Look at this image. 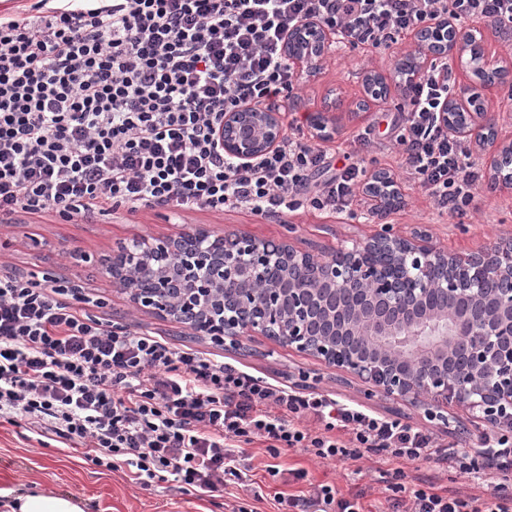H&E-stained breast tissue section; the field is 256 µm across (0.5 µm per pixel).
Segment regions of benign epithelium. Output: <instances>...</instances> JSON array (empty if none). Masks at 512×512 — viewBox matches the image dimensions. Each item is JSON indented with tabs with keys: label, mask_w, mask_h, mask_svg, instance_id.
<instances>
[{
	"label": "benign epithelium",
	"mask_w": 512,
	"mask_h": 512,
	"mask_svg": "<svg viewBox=\"0 0 512 512\" xmlns=\"http://www.w3.org/2000/svg\"><path fill=\"white\" fill-rule=\"evenodd\" d=\"M419 69L431 57L469 55L472 73L507 70L485 55L479 31L439 22L418 37ZM328 33L316 22L292 30L286 55L295 70L325 51ZM474 95L447 102L441 120L484 152L491 188L512 189V143L498 145L488 114L472 108ZM339 99L312 116L335 122ZM282 136L278 112L242 108L224 113L217 133L224 153L249 160L273 149ZM367 185L373 210L392 198ZM222 250L200 247L196 232L139 236L112 250L113 283L136 307L186 325L219 345L264 336L361 380L368 394L420 403L431 420L448 421L433 405L453 399L482 410L490 424L512 427V242L467 254L448 253L429 237H405L384 225L371 237L328 259L297 250L286 240L236 231L222 235ZM492 286L486 294L484 285Z\"/></svg>",
	"instance_id": "7a95c632"
}]
</instances>
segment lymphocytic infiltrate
<instances>
[{
  "label": "lymphocytic infiltrate",
  "mask_w": 512,
  "mask_h": 512,
  "mask_svg": "<svg viewBox=\"0 0 512 512\" xmlns=\"http://www.w3.org/2000/svg\"><path fill=\"white\" fill-rule=\"evenodd\" d=\"M0 17V224L14 214L73 221L124 206L271 218L310 204L349 211L360 170L284 135L249 162L216 139L225 113L296 111L288 34L318 22L331 46L385 52L445 17L512 34V0H65ZM455 86L432 64L403 93L394 146L435 209L464 214L483 174L467 139L440 112ZM327 177L311 184L314 172ZM62 284L0 276V419L148 487L214 492L242 484L236 443L271 456L295 448L323 460L368 453L447 460L460 474L501 476L490 497L429 487L395 499L406 512H512V430L481 451L442 454L430 434L320 394H303L166 340L112 329L64 302ZM282 512H360L332 486L275 493Z\"/></svg>",
  "instance_id": "f902f5d3"
}]
</instances>
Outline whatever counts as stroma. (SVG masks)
Here are the masks:
<instances>
[{"mask_svg":"<svg viewBox=\"0 0 512 512\" xmlns=\"http://www.w3.org/2000/svg\"><path fill=\"white\" fill-rule=\"evenodd\" d=\"M488 54L507 68L505 81L483 88L479 94L495 121L497 137L512 142V41L501 38L496 29L481 24ZM414 48L404 40L383 56L370 57L358 49L338 50L333 62L317 72L299 75L297 92L302 106L296 117L304 123L302 132L310 144L334 154L336 165L351 161L365 172L384 170L398 182L403 203L378 220L363 189H356L351 215H338L301 207L279 216L263 219L246 211L224 213L197 210L178 213L163 208L121 207L88 220L67 222L55 214L18 213L10 224H0V275L17 272L37 281H67L74 285L72 307L96 316L106 324L128 328L138 334L166 339L173 347L193 348L223 356L225 362L256 376L291 386L303 393H320L342 402L353 403L380 415L399 418L435 436L437 442L454 443L457 449L478 448L482 435L491 433L488 423L475 418L464 405L449 403L447 423L430 420L424 408L400 400L368 397L362 385L344 373L326 368L314 358L295 349L280 346L260 336L244 337L233 348H222L195 336L181 324L147 314L129 305L125 295L112 283L107 259L118 243L138 235L175 236L194 227L215 235L237 230L256 238L288 239L298 250L317 258H327L336 250L352 246L389 224L393 232L408 236L427 232L433 243L451 253H465L499 239L512 238V189L492 191L480 186L467 215L451 217L434 209L425 192L408 181L398 155L388 148L394 135L398 93L373 103L361 113L349 109L364 97L362 75L382 72L394 79L399 58ZM342 99L348 107L336 128L322 136L310 115L324 102ZM370 129L373 148L362 149L355 142L359 131ZM23 428L0 422V490H23L33 486L72 494L86 503V512H231L240 504L250 512H273L274 493L309 494L313 487L331 485L347 498L357 499L362 512H387L394 493L396 471H403L406 485H430L444 495H483L498 483L494 470H486L481 480L460 476L445 463L385 460L369 455L359 461H322L292 450L273 457L260 445L235 449L237 463L246 465L248 475L260 485L264 501L253 500L245 489L230 486L211 493L185 492L171 481H157L143 489L126 480L122 472H103L85 459L83 453L61 449L58 442L26 441ZM278 468L270 476V468ZM301 469L305 479L296 481L292 470Z\"/></svg>","mask_w":512,"mask_h":512,"instance_id":"obj_1","label":"stroma"}]
</instances>
